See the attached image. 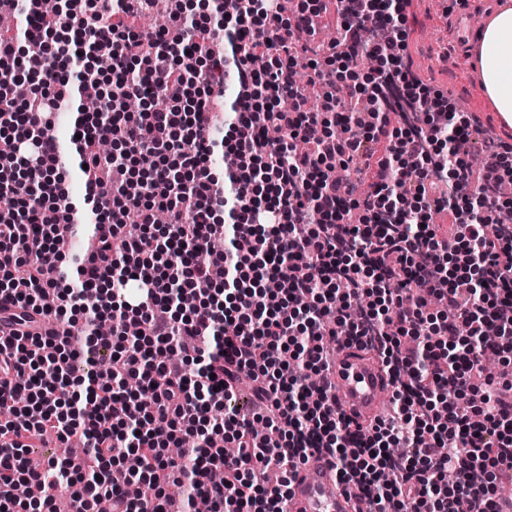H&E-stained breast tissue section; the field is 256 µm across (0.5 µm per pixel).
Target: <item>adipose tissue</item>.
<instances>
[{"label": "adipose tissue", "instance_id": "ef3b65f1", "mask_svg": "<svg viewBox=\"0 0 512 512\" xmlns=\"http://www.w3.org/2000/svg\"><path fill=\"white\" fill-rule=\"evenodd\" d=\"M475 52L488 101L512 127V5H501L485 21Z\"/></svg>", "mask_w": 512, "mask_h": 512}]
</instances>
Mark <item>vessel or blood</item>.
Returning a JSON list of instances; mask_svg holds the SVG:
<instances>
[{
	"label": "vessel or blood",
	"mask_w": 512,
	"mask_h": 512,
	"mask_svg": "<svg viewBox=\"0 0 512 512\" xmlns=\"http://www.w3.org/2000/svg\"><path fill=\"white\" fill-rule=\"evenodd\" d=\"M338 407L353 421L379 415L388 378L378 362L361 345L344 346L331 368ZM352 489L341 483L333 459L323 453L308 456L293 480L284 512H353Z\"/></svg>",
	"instance_id": "vessel-or-blood-1"
}]
</instances>
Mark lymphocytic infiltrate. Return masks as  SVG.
<instances>
[{
  "mask_svg": "<svg viewBox=\"0 0 512 512\" xmlns=\"http://www.w3.org/2000/svg\"><path fill=\"white\" fill-rule=\"evenodd\" d=\"M407 2L336 0L340 50L311 59L301 84L288 72L323 0L288 17L280 0H218L219 29L175 6L145 34L133 22L150 0L16 10L17 34H0V299L83 326L86 347L27 330L0 340L12 412L0 422V512H55L61 486L76 512H98L104 497L112 512H167L174 487L180 512L201 499L212 512H283L298 464L322 450L355 489L356 512H501L499 487L512 483V199L492 180L512 178V143L489 140L495 173L474 176L478 120L413 74ZM368 57L369 80H352ZM73 60L107 105L74 131L94 221L112 230L57 278L42 261L45 214L81 221L50 121ZM33 70L17 102L15 74ZM160 86L178 89L163 108ZM310 86L323 89L321 110L308 106ZM133 96L141 111L127 110ZM216 107L233 119L208 138ZM103 140L111 153L95 151ZM218 149L235 159L220 180L208 165ZM335 167L369 177L343 186ZM159 210L167 224L156 225ZM435 210L448 211L447 229L431 223ZM201 281L212 300L183 308ZM361 342L392 388L388 416L366 427L340 411L326 377L340 344ZM488 352L501 370L485 376ZM80 357L91 367L79 375ZM181 429L198 440L185 460L169 453ZM50 433L82 434V464L35 468L27 451ZM119 446L137 470L116 485Z\"/></svg>",
  "mask_w": 512,
  "mask_h": 512,
  "instance_id": "lymphocytic-infiltrate-1",
  "label": "lymphocytic infiltrate"
}]
</instances>
